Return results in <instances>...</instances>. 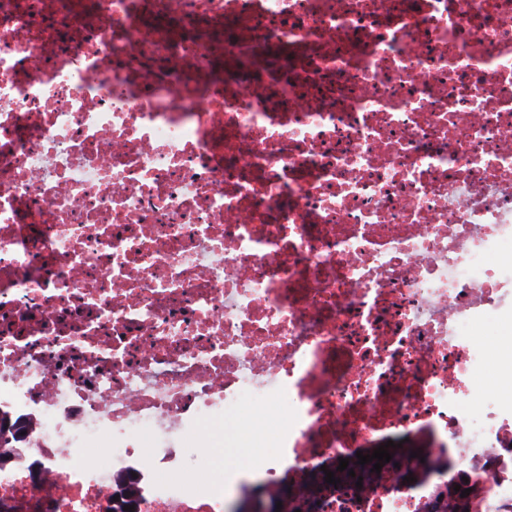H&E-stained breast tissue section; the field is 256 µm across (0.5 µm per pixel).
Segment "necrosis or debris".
I'll return each instance as SVG.
<instances>
[{
    "instance_id": "obj_1",
    "label": "necrosis or debris",
    "mask_w": 512,
    "mask_h": 512,
    "mask_svg": "<svg viewBox=\"0 0 512 512\" xmlns=\"http://www.w3.org/2000/svg\"><path fill=\"white\" fill-rule=\"evenodd\" d=\"M488 374L512 0H0V512H224L227 437L281 512H504ZM462 477H467L468 482H465L464 480H462ZM459 485H460V490L455 491V493L458 492L459 502L457 504H454L452 501H448V511L466 512V510H469V512H477V511L482 512L481 507H480V510H478V509H479V506H481V502L484 497H479L477 494H475L477 487H478L477 481L476 480L472 481L468 474L462 473L460 475V484ZM468 488H471L470 494L466 497H461L462 491L465 489H468ZM472 495L474 496L473 499L471 497Z\"/></svg>"
}]
</instances>
